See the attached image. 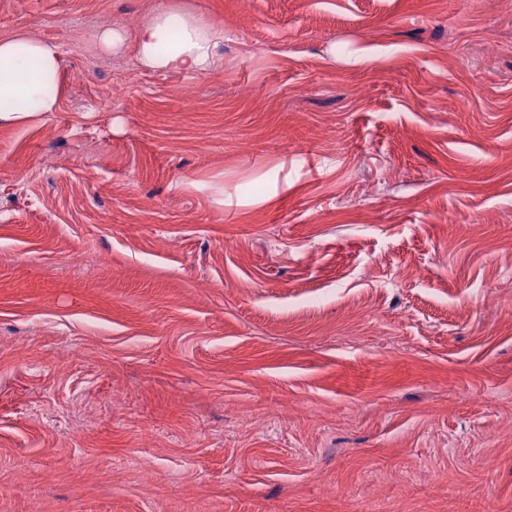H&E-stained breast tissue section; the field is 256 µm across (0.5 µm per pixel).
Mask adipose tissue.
I'll list each match as a JSON object with an SVG mask.
<instances>
[{"mask_svg": "<svg viewBox=\"0 0 512 512\" xmlns=\"http://www.w3.org/2000/svg\"><path fill=\"white\" fill-rule=\"evenodd\" d=\"M99 46L107 53L132 47L138 65L164 74L219 71L222 25L204 20L183 6L156 10L134 36L103 29ZM61 49L52 39L17 33L0 39V125L23 127L58 111L64 94Z\"/></svg>", "mask_w": 512, "mask_h": 512, "instance_id": "adipose-tissue-1", "label": "adipose tissue"}]
</instances>
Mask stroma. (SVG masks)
Listing matches in <instances>:
<instances>
[{
    "label": "stroma",
    "mask_w": 512,
    "mask_h": 512,
    "mask_svg": "<svg viewBox=\"0 0 512 512\" xmlns=\"http://www.w3.org/2000/svg\"><path fill=\"white\" fill-rule=\"evenodd\" d=\"M163 2L0 0V512H512V0ZM224 27L198 17L183 6L156 10L132 38L138 65L164 74H206L224 68L218 47ZM60 45L17 33L0 39V125L23 127L58 112L64 87Z\"/></svg>",
    "instance_id": "stroma-1"
}]
</instances>
